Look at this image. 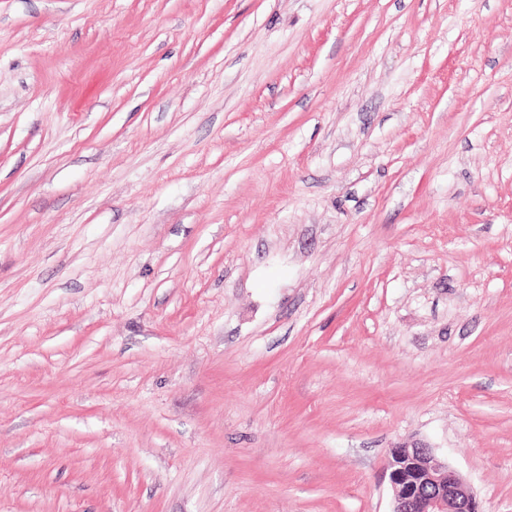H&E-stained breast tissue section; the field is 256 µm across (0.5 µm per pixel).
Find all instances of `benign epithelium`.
Segmentation results:
<instances>
[{"mask_svg":"<svg viewBox=\"0 0 512 512\" xmlns=\"http://www.w3.org/2000/svg\"><path fill=\"white\" fill-rule=\"evenodd\" d=\"M387 471L392 512H484L464 478L431 448L391 449Z\"/></svg>","mask_w":512,"mask_h":512,"instance_id":"obj_1","label":"benign epithelium"}]
</instances>
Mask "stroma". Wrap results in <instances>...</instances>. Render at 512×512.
I'll return each mask as SVG.
<instances>
[{
    "label": "stroma",
    "mask_w": 512,
    "mask_h": 512,
    "mask_svg": "<svg viewBox=\"0 0 512 512\" xmlns=\"http://www.w3.org/2000/svg\"><path fill=\"white\" fill-rule=\"evenodd\" d=\"M512 512V0H0V512ZM387 471L395 492L391 512H485L464 478L432 448H392Z\"/></svg>",
    "instance_id": "obj_1"
}]
</instances>
